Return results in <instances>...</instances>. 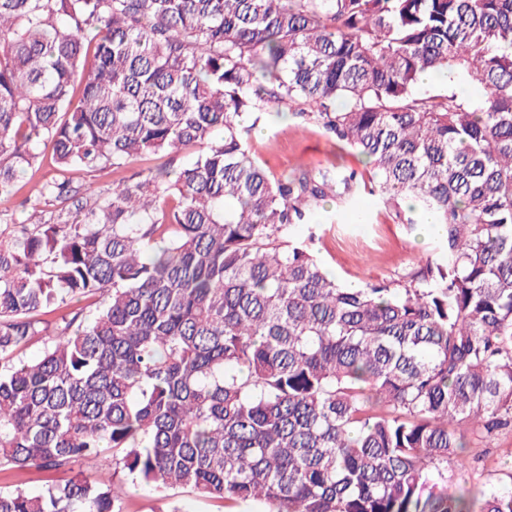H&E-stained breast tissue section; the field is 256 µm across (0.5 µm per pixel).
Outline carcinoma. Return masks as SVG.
I'll return each instance as SVG.
<instances>
[{"label": "carcinoma", "mask_w": 512, "mask_h": 512, "mask_svg": "<svg viewBox=\"0 0 512 512\" xmlns=\"http://www.w3.org/2000/svg\"><path fill=\"white\" fill-rule=\"evenodd\" d=\"M282 106L366 169L273 175L248 139ZM188 148L94 198L74 180ZM47 153L57 214L0 212L1 470L110 458L264 512H512V468L472 498L448 475L466 435L512 430V0H0V202ZM362 190L443 227L403 281L350 287L297 234ZM127 499L77 476L0 512Z\"/></svg>", "instance_id": "cac0c4a2"}]
</instances>
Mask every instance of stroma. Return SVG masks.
I'll list each match as a JSON object with an SVG mask.
<instances>
[{
	"label": "stroma",
	"mask_w": 512,
	"mask_h": 512,
	"mask_svg": "<svg viewBox=\"0 0 512 512\" xmlns=\"http://www.w3.org/2000/svg\"><path fill=\"white\" fill-rule=\"evenodd\" d=\"M249 145L277 176L322 168L347 171L363 167L360 155L338 146L321 128L302 125L290 117L261 120ZM55 174L54 163L45 156L21 175L14 198L6 204L16 223L29 221L30 212L22 208V200L32 195L38 182ZM359 209L367 214V223H357L356 211L341 209L332 219L322 220L317 231L314 248L342 282L361 285L395 278L416 271L434 254L436 238H417L408 225L400 223L393 207L365 193L359 198ZM469 456L472 465L456 469L455 484L485 488L496 483L502 462L512 460V432L500 434L488 445L474 443ZM129 503V512H167L172 505L179 512H228L222 501L202 497L188 488L170 489L162 495L134 488Z\"/></svg>",
	"instance_id": "stroma-1"
}]
</instances>
